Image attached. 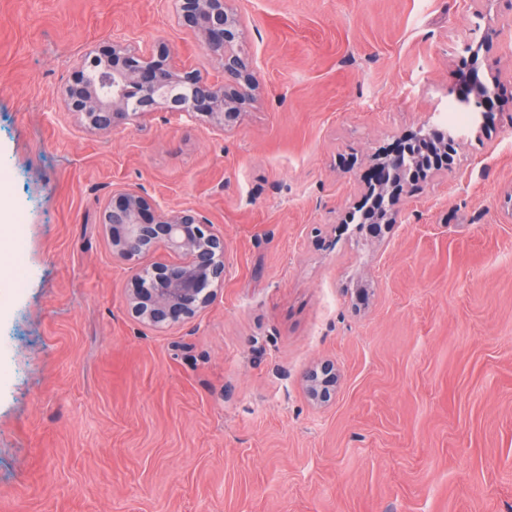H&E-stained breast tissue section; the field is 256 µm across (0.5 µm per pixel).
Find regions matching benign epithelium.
<instances>
[{
    "label": "benign epithelium",
    "mask_w": 512,
    "mask_h": 512,
    "mask_svg": "<svg viewBox=\"0 0 512 512\" xmlns=\"http://www.w3.org/2000/svg\"><path fill=\"white\" fill-rule=\"evenodd\" d=\"M228 0H174L179 25L191 30L218 63V74L175 65L168 46L149 51L128 43L112 42L89 50L77 63L63 95L68 109L82 116L98 132L151 112H183L205 117L213 129L233 126L255 97L259 80L247 47L243 21ZM103 64L107 87L86 81L88 70ZM500 82V74L482 79L473 69L448 88V94L478 113L486 108ZM462 135L425 121L399 137L392 153L372 159L376 177L361 189L379 209L365 218L374 237L399 223L401 198L421 177L404 174L405 158L422 142L428 147L420 159L427 174L446 176L455 169L453 156ZM101 223L108 228L112 256L131 261L162 252L173 261L156 262L136 270L139 287L127 299L131 316L142 327L160 331L186 323L203 313L224 285V236L192 208L162 205L140 187L130 184L112 189ZM309 398L326 406L336 398L340 374L336 365L322 361L305 377Z\"/></svg>",
    "instance_id": "benign-epithelium-1"
}]
</instances>
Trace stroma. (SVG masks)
Listing matches in <instances>:
<instances>
[{"label":"stroma","instance_id":"stroma-1","mask_svg":"<svg viewBox=\"0 0 512 512\" xmlns=\"http://www.w3.org/2000/svg\"><path fill=\"white\" fill-rule=\"evenodd\" d=\"M261 90L225 131L154 112L88 130L61 97L87 50L167 42L169 0H0V172L23 288L0 291V512H512V82L461 171L383 238L342 223L372 153L445 111L464 44L512 72V0H233ZM132 183L199 210L226 274L154 331L101 210ZM333 361L336 399L304 385Z\"/></svg>","mask_w":512,"mask_h":512}]
</instances>
